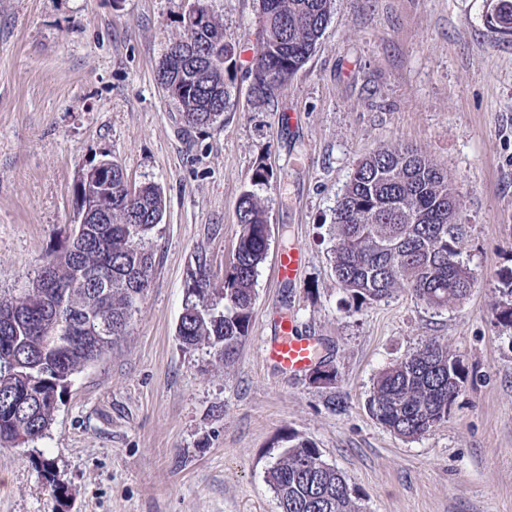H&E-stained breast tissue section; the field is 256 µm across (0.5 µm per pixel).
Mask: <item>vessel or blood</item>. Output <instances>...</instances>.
<instances>
[{"label":"vessel or blood","instance_id":"b4317fda","mask_svg":"<svg viewBox=\"0 0 512 512\" xmlns=\"http://www.w3.org/2000/svg\"><path fill=\"white\" fill-rule=\"evenodd\" d=\"M305 261L303 251L296 247L281 251L276 268L278 286H292ZM271 334L264 342L266 363L285 374L308 370L316 360L320 339L301 333L292 317L275 314L271 320Z\"/></svg>","mask_w":512,"mask_h":512}]
</instances>
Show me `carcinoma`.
I'll list each match as a JSON object with an SVG mask.
<instances>
[{
  "label": "carcinoma",
  "mask_w": 512,
  "mask_h": 512,
  "mask_svg": "<svg viewBox=\"0 0 512 512\" xmlns=\"http://www.w3.org/2000/svg\"><path fill=\"white\" fill-rule=\"evenodd\" d=\"M254 63L271 74L267 103L314 53L330 19L333 0H259ZM512 34V0H499L494 19ZM192 70L162 60L158 79L178 105L188 127L214 124L234 106L225 81L236 45L224 41L213 23L195 38ZM80 195L93 200L86 231L52 255L53 275L67 284L60 295L32 280L17 296H0V309L16 317L0 320V447L35 443L53 421L58 391L67 378L112 351L127 333L139 300L150 286L155 261L148 236L161 223V188L131 189L114 161L104 180L85 179ZM460 199L448 176L418 149L381 148L359 161L335 213L336 279L356 305L385 301L408 292L432 309L465 299L474 276L463 259L466 225ZM239 233L222 285L211 278L207 257L195 255L177 328L186 349L207 346L219 356L248 335L256 283L268 254V219L255 191H245L237 209ZM109 270L112 286L82 282L79 271ZM97 326L96 334H70L72 324ZM467 369L460 356L437 340L383 370L373 382L371 416L398 436L415 439L448 421L465 388ZM267 471L280 512H363L356 490L318 449L296 436ZM53 492L54 462L40 461Z\"/></svg>",
  "instance_id": "obj_1"
}]
</instances>
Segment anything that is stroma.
Here are the masks:
<instances>
[{
    "instance_id": "stroma-1",
    "label": "stroma",
    "mask_w": 512,
    "mask_h": 512,
    "mask_svg": "<svg viewBox=\"0 0 512 512\" xmlns=\"http://www.w3.org/2000/svg\"><path fill=\"white\" fill-rule=\"evenodd\" d=\"M497 0H334L308 62L271 104L247 70L258 0H208L241 53L236 104L184 133L158 81L191 0H0V294H18L77 222L79 176L104 159L158 185L155 268L125 336L71 376L45 438L0 447V512H280L266 481L288 436L341 471L366 512H512V35ZM293 111L291 125L279 124ZM420 149L447 173L469 233L471 294L435 311L407 293L350 307L331 265L334 209L376 149ZM271 226L252 327L224 358L176 335L187 271L207 254L222 282L237 207L258 164ZM306 256L277 287L284 242ZM289 306L321 338L334 381L262 360L269 318ZM436 339L463 359L444 425L405 440L370 415L377 374ZM55 462L64 497L43 479Z\"/></svg>"
}]
</instances>
